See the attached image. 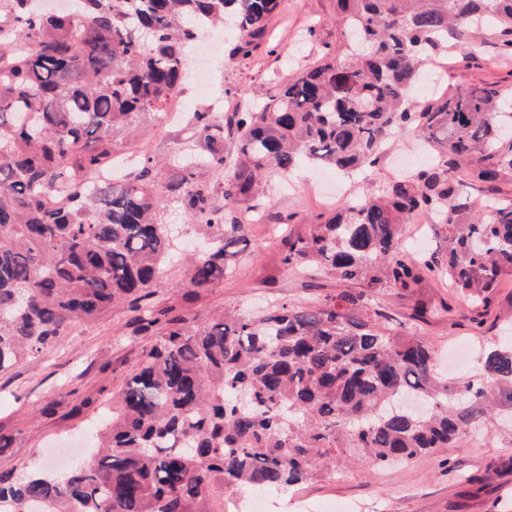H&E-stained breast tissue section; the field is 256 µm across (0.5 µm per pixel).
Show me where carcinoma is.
<instances>
[{"label":"carcinoma","mask_w":512,"mask_h":512,"mask_svg":"<svg viewBox=\"0 0 512 512\" xmlns=\"http://www.w3.org/2000/svg\"><path fill=\"white\" fill-rule=\"evenodd\" d=\"M6 2L0 373L119 306L135 313L134 333L155 336L81 464L0 473L8 512H224L226 490L295 487L346 461L410 462L512 419L511 338L480 346L473 379L456 388L427 342L370 314L377 289L435 271L406 257L402 225L415 212L448 228V283L473 307L512 274V200L496 198L512 173V95L483 84L411 97L422 66L464 31L492 27L512 49V0H336L340 41L319 62L247 112L190 113L196 152L164 166L143 155L116 181L97 172L189 75L197 32L230 18L232 55L246 59L284 0H74L64 15ZM404 130L427 140L431 163L285 240V265L364 286L347 306L222 310L199 323L154 305L175 252L166 202L215 231L187 271L189 286L214 288L231 272L235 207L267 171L349 173ZM203 169L224 174L220 189Z\"/></svg>","instance_id":"obj_1"}]
</instances>
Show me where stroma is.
Masks as SVG:
<instances>
[{
  "mask_svg": "<svg viewBox=\"0 0 512 512\" xmlns=\"http://www.w3.org/2000/svg\"><path fill=\"white\" fill-rule=\"evenodd\" d=\"M338 32L334 0H285L282 13L272 19L267 35L245 60L231 55L233 31L211 29L202 35L215 43L205 93H198L189 80L174 100L187 112L211 99L230 108L255 100L273 80L316 64L325 48L335 45ZM465 51L471 54L466 62L461 59ZM434 72L439 78L434 90L440 94L483 83L512 91V54L504 51L492 29L451 41ZM141 125L142 135L123 139L120 153L144 150L166 160L191 138L186 124L166 126L161 112L144 115ZM423 149L422 137L395 136L369 179L339 175L313 193L304 187L316 169L302 165L284 176L268 173L258 195L240 205L245 213H260L264 221L242 226V242L232 258L234 273L219 287L193 289L186 284L184 264L174 261L156 290V306L172 307L204 322L222 308L258 312L281 304L322 306L342 292H358V285L315 270L288 269L282 262L281 240L306 235L317 216L341 208L362 194L368 182L383 185L398 178L405 163L419 165ZM403 236L415 246L413 258L434 260L438 270L423 273L410 290L382 289L375 306L379 321L391 332L424 337L437 350L449 381L464 382L471 373L460 363L464 345H478L512 327V276L503 277L486 308L474 310L448 286L443 225L419 216L404 225ZM131 320V313L123 309L108 310L91 323L74 325L56 343L0 374V437L9 441L0 450V473L34 460L60 471L82 461L91 424L122 391L133 364L151 342L150 337L134 335ZM88 395L94 404L80 408V400ZM331 504L353 505L359 512H512V440L493 428L408 464H348L340 473L320 475L302 489L277 491L269 512H324Z\"/></svg>",
  "mask_w": 512,
  "mask_h": 512,
  "instance_id": "35a3bbf8",
  "label": "stroma"
}]
</instances>
